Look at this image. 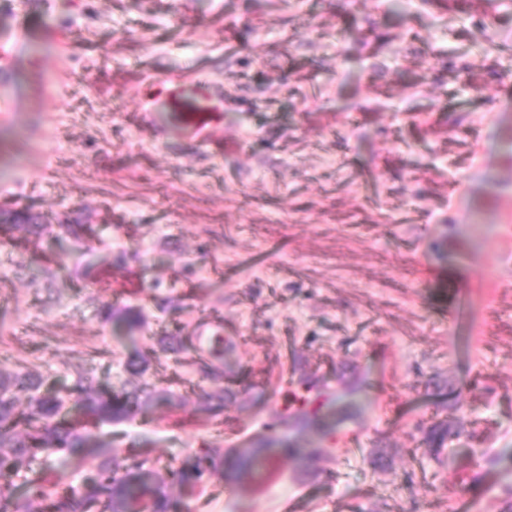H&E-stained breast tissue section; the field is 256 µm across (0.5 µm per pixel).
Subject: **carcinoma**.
<instances>
[{
    "label": "carcinoma",
    "mask_w": 512,
    "mask_h": 512,
    "mask_svg": "<svg viewBox=\"0 0 512 512\" xmlns=\"http://www.w3.org/2000/svg\"><path fill=\"white\" fill-rule=\"evenodd\" d=\"M159 396L144 382L114 392L78 377L71 385L43 381L28 367L0 368V512H177L170 489L193 490L224 476L241 477L275 452L271 441L247 448H202L192 462L178 468L147 465L133 450L123 460L113 454L112 440L85 428L128 421ZM93 456L95 473L73 486L58 473L50 482L35 472L25 487L13 477L36 461L53 458L71 467Z\"/></svg>",
    "instance_id": "obj_1"
}]
</instances>
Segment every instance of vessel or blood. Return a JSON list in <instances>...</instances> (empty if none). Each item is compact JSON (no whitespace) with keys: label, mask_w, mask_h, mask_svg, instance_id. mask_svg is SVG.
Returning <instances> with one entry per match:
<instances>
[{"label":"vessel or blood","mask_w":512,"mask_h":512,"mask_svg":"<svg viewBox=\"0 0 512 512\" xmlns=\"http://www.w3.org/2000/svg\"><path fill=\"white\" fill-rule=\"evenodd\" d=\"M152 90V96L147 99L148 105H164L167 111L172 112L182 130L198 140H207L222 112L212 91L211 81L201 77L187 87L166 79L154 83ZM320 406V400L312 392L303 390L293 393L288 402L280 404L279 409L284 413H292L300 410L314 411Z\"/></svg>","instance_id":"obj_1"}]
</instances>
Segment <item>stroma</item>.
<instances>
[{
	"instance_id": "stroma-1",
	"label": "stroma",
	"mask_w": 512,
	"mask_h": 512,
	"mask_svg": "<svg viewBox=\"0 0 512 512\" xmlns=\"http://www.w3.org/2000/svg\"><path fill=\"white\" fill-rule=\"evenodd\" d=\"M388 2L0 0V366L166 389L119 457L322 451L191 512H512V7ZM201 76L206 145L143 109ZM214 319L220 384L167 347ZM321 401L315 397L311 391L301 389L300 392H294L287 403L279 405V410L283 413H292L300 410L314 411L320 408Z\"/></svg>"
}]
</instances>
